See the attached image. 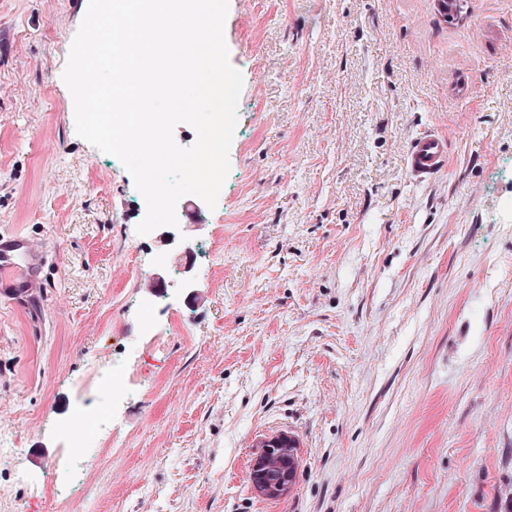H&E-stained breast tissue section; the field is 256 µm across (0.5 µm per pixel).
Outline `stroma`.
I'll return each instance as SVG.
<instances>
[{
	"label": "stroma",
	"mask_w": 512,
	"mask_h": 512,
	"mask_svg": "<svg viewBox=\"0 0 512 512\" xmlns=\"http://www.w3.org/2000/svg\"><path fill=\"white\" fill-rule=\"evenodd\" d=\"M88 0H0V512H39L59 424L118 365L88 506L54 512H512V0H229L241 71L216 206L180 246L76 133ZM431 130L445 170L405 154ZM190 254H183L182 245ZM161 285H154V278ZM296 484L256 496L260 443ZM447 153L445 141L431 131L416 135L407 148V163L411 172L426 180L442 171ZM295 447L297 440L286 434L264 441L249 466L248 480L252 490L271 500L286 495L295 484L299 468L298 457L290 451Z\"/></svg>",
	"instance_id": "1"
}]
</instances>
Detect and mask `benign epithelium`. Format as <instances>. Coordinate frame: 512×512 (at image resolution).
<instances>
[{
  "label": "benign epithelium",
  "instance_id": "obj_1",
  "mask_svg": "<svg viewBox=\"0 0 512 512\" xmlns=\"http://www.w3.org/2000/svg\"><path fill=\"white\" fill-rule=\"evenodd\" d=\"M297 440L286 434L273 436L264 441L253 455L248 472L250 487L266 499H279L295 484L299 468L298 460L291 449Z\"/></svg>",
  "mask_w": 512,
  "mask_h": 512
}]
</instances>
